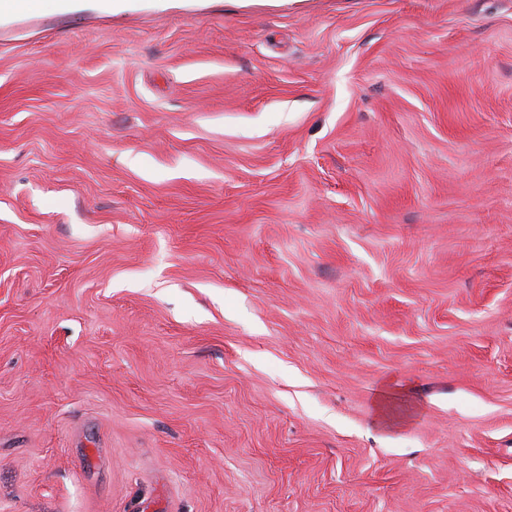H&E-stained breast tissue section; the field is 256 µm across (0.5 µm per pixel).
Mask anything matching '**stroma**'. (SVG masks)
Instances as JSON below:
<instances>
[{"mask_svg": "<svg viewBox=\"0 0 512 512\" xmlns=\"http://www.w3.org/2000/svg\"><path fill=\"white\" fill-rule=\"evenodd\" d=\"M0 512H512V0L1 18Z\"/></svg>", "mask_w": 512, "mask_h": 512, "instance_id": "obj_1", "label": "stroma"}]
</instances>
